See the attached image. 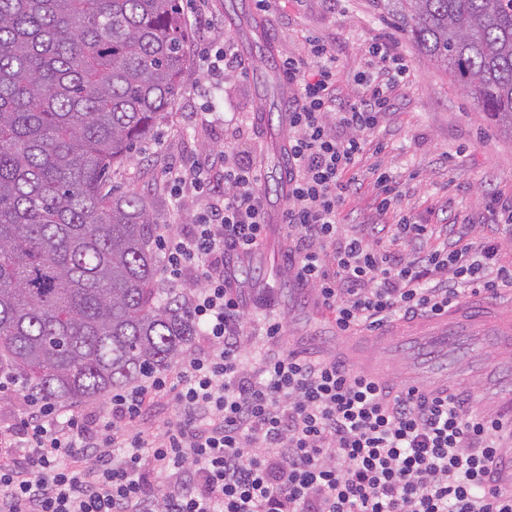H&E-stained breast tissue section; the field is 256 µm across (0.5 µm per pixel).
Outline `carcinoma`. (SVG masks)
I'll list each match as a JSON object with an SVG mask.
<instances>
[{
  "label": "carcinoma",
  "instance_id": "carcinoma-1",
  "mask_svg": "<svg viewBox=\"0 0 512 512\" xmlns=\"http://www.w3.org/2000/svg\"><path fill=\"white\" fill-rule=\"evenodd\" d=\"M512 137V0H373ZM178 0H0V373L105 398L199 334L161 298L156 219L105 190L182 94Z\"/></svg>",
  "mask_w": 512,
  "mask_h": 512
}]
</instances>
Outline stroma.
Here are the masks:
<instances>
[{"instance_id":"obj_1","label":"stroma","mask_w":512,"mask_h":512,"mask_svg":"<svg viewBox=\"0 0 512 512\" xmlns=\"http://www.w3.org/2000/svg\"><path fill=\"white\" fill-rule=\"evenodd\" d=\"M256 8L255 0H211L209 27L189 30L183 93L133 158L113 168L109 185L115 193L143 197L158 223H190L194 205L177 198L170 170L195 160L204 149H239L254 137L268 200L281 204L283 196L273 187L286 161L271 150L269 125L259 111L263 76L281 71L280 60L268 54L267 44L280 46L285 54L300 48L308 35L331 44L337 55L336 103L345 106L363 95L357 74L365 66L369 47L389 36L393 52L410 70V79L392 90L381 124L365 134L360 189L345 203L346 224L359 232L376 217L369 172L374 165L386 168L403 184L397 209L387 214V222H395L404 212L423 224L495 223L487 202L492 197H512V137L487 122L477 102L444 67L399 32L372 0H338L333 8L324 0H273L264 14L261 37L251 28ZM227 41L244 62L245 72L214 86L204 79L203 58ZM249 269L246 284L258 312L283 315L287 322L284 348L334 352L360 361L377 355L376 346L366 342L339 347L330 313L316 304L308 290L297 287L284 265H268L259 255Z\"/></svg>"}]
</instances>
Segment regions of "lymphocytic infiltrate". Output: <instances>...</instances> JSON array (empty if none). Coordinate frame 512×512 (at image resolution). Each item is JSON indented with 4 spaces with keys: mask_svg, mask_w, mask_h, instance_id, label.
Returning <instances> with one entry per match:
<instances>
[{
    "mask_svg": "<svg viewBox=\"0 0 512 512\" xmlns=\"http://www.w3.org/2000/svg\"><path fill=\"white\" fill-rule=\"evenodd\" d=\"M309 46V56L282 60L296 86L283 222L299 285L334 312L337 330L371 333L468 294L511 289L501 241L473 242L472 225L440 249L429 245L431 225L408 214L389 234L375 223L347 233L342 213L363 134L409 70L388 42L373 43L364 95L340 109L335 51L315 37ZM215 166L224 170L220 189ZM186 181L201 201L194 221L162 225L158 241L168 279L192 285L185 303L207 349L114 389L105 419L23 393L24 417L0 428V512H512V486L499 478L507 424L477 409L467 390L415 393L297 350L266 358L258 375L244 372L251 334L229 273L232 258L263 242L260 173L227 149L173 183ZM161 398L178 420L159 434L140 429ZM156 475L166 478L159 495Z\"/></svg>",
    "mask_w": 512,
    "mask_h": 512,
    "instance_id": "obj_1",
    "label": "lymphocytic infiltrate"
}]
</instances>
